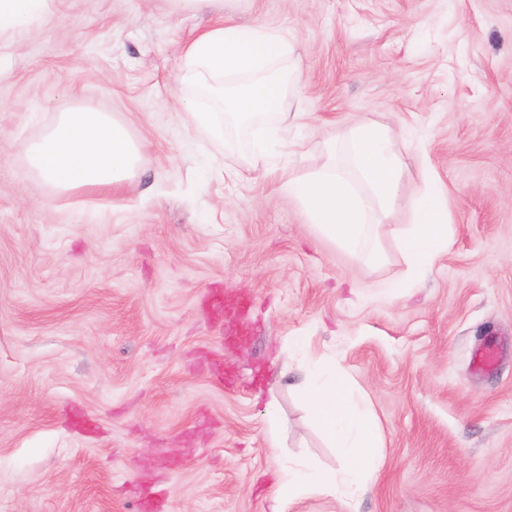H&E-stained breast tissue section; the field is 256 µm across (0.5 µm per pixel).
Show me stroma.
Returning a JSON list of instances; mask_svg holds the SVG:
<instances>
[{
	"mask_svg": "<svg viewBox=\"0 0 512 512\" xmlns=\"http://www.w3.org/2000/svg\"><path fill=\"white\" fill-rule=\"evenodd\" d=\"M0 49V512H270L272 475L336 469L293 384L292 336L353 379L380 428L359 512H512V0H52ZM288 32L298 84L275 172L177 101L217 18ZM139 147L121 190L59 192L30 167L60 113ZM393 133L400 201L382 261L323 239L276 175L318 170L352 127ZM431 170L453 242L408 295L395 230ZM484 342L502 356L475 371ZM283 432L263 426L269 398Z\"/></svg>",
	"mask_w": 512,
	"mask_h": 512,
	"instance_id": "35a3bbf8",
	"label": "stroma"
}]
</instances>
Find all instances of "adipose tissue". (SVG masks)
Returning a JSON list of instances; mask_svg holds the SVG:
<instances>
[{"label": "adipose tissue", "instance_id": "obj_1", "mask_svg": "<svg viewBox=\"0 0 512 512\" xmlns=\"http://www.w3.org/2000/svg\"><path fill=\"white\" fill-rule=\"evenodd\" d=\"M49 3L0 0V36L48 23ZM295 52L287 33L263 25L219 22L197 34L185 50L181 74L183 84L207 92L206 97L183 100L197 130L218 141L232 126L249 128L261 139L274 136L286 118L282 104L296 71ZM134 154L135 146L120 125L103 113L77 108L62 113L33 148L31 164L62 191L116 189L131 177ZM402 177L391 135L364 125L349 141L348 167H340L331 154L317 171L282 177L277 189L299 202L323 237L377 262L383 254L373 242L367 207L392 210ZM452 237L448 189L433 174H425L423 190L412 203L411 221L398 233L407 276L388 284L387 295L410 288L447 251ZM290 345L298 356L300 396L322 436L338 449L343 466L334 471L305 458L291 461L273 487V512H292L299 498L313 494L331 496L341 512H359L360 493L380 461L374 416L348 375L312 360L304 337H291Z\"/></svg>", "mask_w": 512, "mask_h": 512}]
</instances>
